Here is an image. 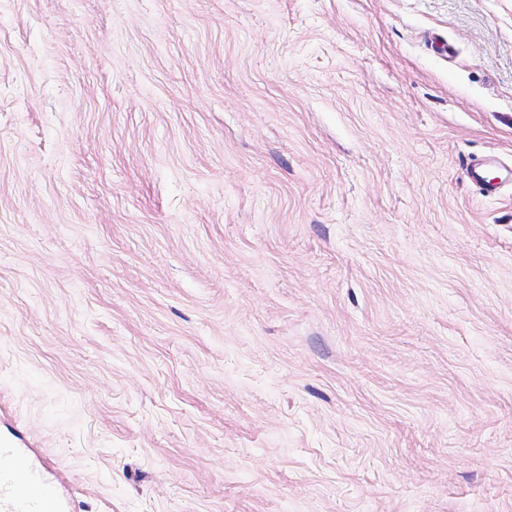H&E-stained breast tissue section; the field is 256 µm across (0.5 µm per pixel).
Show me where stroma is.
<instances>
[{
  "label": "stroma",
  "mask_w": 512,
  "mask_h": 512,
  "mask_svg": "<svg viewBox=\"0 0 512 512\" xmlns=\"http://www.w3.org/2000/svg\"><path fill=\"white\" fill-rule=\"evenodd\" d=\"M512 0H0V438L67 512H512Z\"/></svg>",
  "instance_id": "obj_1"
}]
</instances>
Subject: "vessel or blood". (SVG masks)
<instances>
[{
    "mask_svg": "<svg viewBox=\"0 0 512 512\" xmlns=\"http://www.w3.org/2000/svg\"><path fill=\"white\" fill-rule=\"evenodd\" d=\"M0 512H67L49 462L33 451L0 446Z\"/></svg>",
    "mask_w": 512,
    "mask_h": 512,
    "instance_id": "b4317fda",
    "label": "vessel or blood"
}]
</instances>
